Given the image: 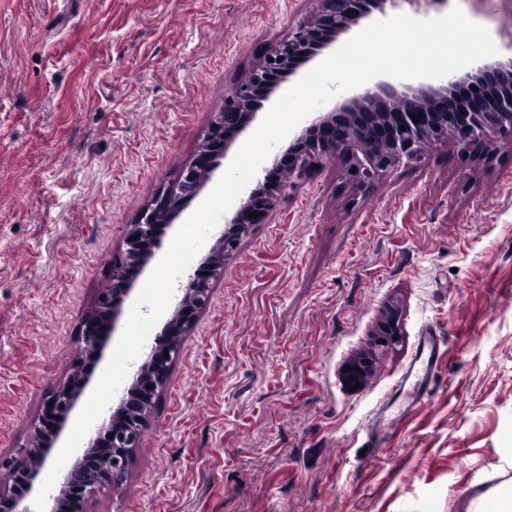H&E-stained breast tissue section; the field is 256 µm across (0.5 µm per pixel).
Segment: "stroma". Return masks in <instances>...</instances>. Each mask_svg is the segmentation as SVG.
<instances>
[{
	"instance_id": "obj_1",
	"label": "stroma",
	"mask_w": 512,
	"mask_h": 512,
	"mask_svg": "<svg viewBox=\"0 0 512 512\" xmlns=\"http://www.w3.org/2000/svg\"><path fill=\"white\" fill-rule=\"evenodd\" d=\"M512 59V0H443ZM312 0H0V491L130 224ZM403 336L377 344L388 307ZM427 395L397 393L424 332ZM371 370L350 390L344 369ZM512 483V143L364 190L332 159L225 252L121 482L86 512H468Z\"/></svg>"
}]
</instances>
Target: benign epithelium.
<instances>
[{
  "mask_svg": "<svg viewBox=\"0 0 512 512\" xmlns=\"http://www.w3.org/2000/svg\"><path fill=\"white\" fill-rule=\"evenodd\" d=\"M310 19L300 23L287 39L272 46L226 96L215 113L203 150L178 179L155 197L140 220L129 226L126 249L112 268V288L99 306L81 324L85 356L75 366L72 379L53 389L44 402L35 429L37 451L48 455L59 442L77 401L90 382L91 370L102 356L104 343L117 329L125 299L135 279L160 248L166 230L185 206L202 190L263 104L283 89L288 78L336 42L338 37L368 19L386 13L397 0H314ZM477 84L481 90L467 92ZM500 140L512 141V60L486 63L460 78L450 77L435 86H404L398 91L389 82H379L329 112L314 118L281 158L263 169V177L248 187L225 218L227 227L216 244H232L236 237L265 221L285 192L278 178L282 168L298 180L323 159L345 160L349 182L357 187L374 183L383 173L407 160H414L428 146L446 147L452 141L465 147L490 150ZM136 240H131V237ZM223 258L209 252L190 267L180 288L173 314L155 337L146 359L136 366L132 383L116 407L108 408L109 421L94 436L67 469L58 493L49 496L48 512H85V504L103 486L121 478L131 450L138 446L145 417L164 386L170 365L179 356L184 336L200 310L210 301V281ZM379 341L396 343L402 336L396 311L378 324ZM32 449L10 462L11 490L0 495V512H33L39 470L31 467Z\"/></svg>",
  "mask_w": 512,
  "mask_h": 512,
  "instance_id": "7a95c632",
  "label": "benign epithelium"
}]
</instances>
